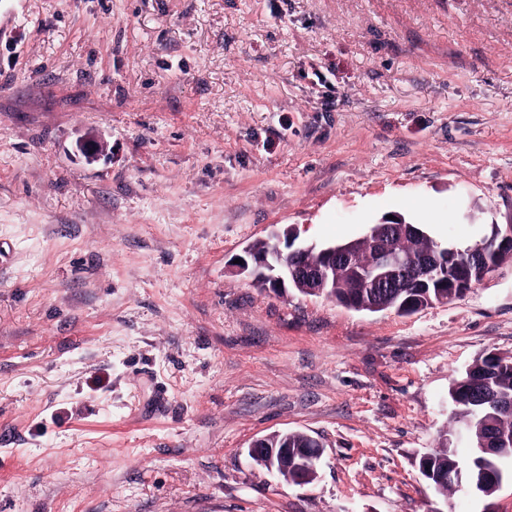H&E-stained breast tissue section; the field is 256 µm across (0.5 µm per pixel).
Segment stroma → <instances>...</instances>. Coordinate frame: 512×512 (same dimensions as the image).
I'll use <instances>...</instances> for the list:
<instances>
[{
  "mask_svg": "<svg viewBox=\"0 0 512 512\" xmlns=\"http://www.w3.org/2000/svg\"><path fill=\"white\" fill-rule=\"evenodd\" d=\"M389 216L512 223V0H0V512H483L418 461L512 262L411 315L229 271ZM284 433L286 432L270 433L254 440L248 448L250 459L267 471L280 475L277 470V459L279 457L288 458L291 453L289 448H305L302 451L301 467L310 468L315 473L317 463L324 452L323 446L317 442L315 448H310L313 443L310 435L303 432H288V447L272 448L270 441L277 440Z\"/></svg>",
  "mask_w": 512,
  "mask_h": 512,
  "instance_id": "obj_1",
  "label": "stroma"
}]
</instances>
